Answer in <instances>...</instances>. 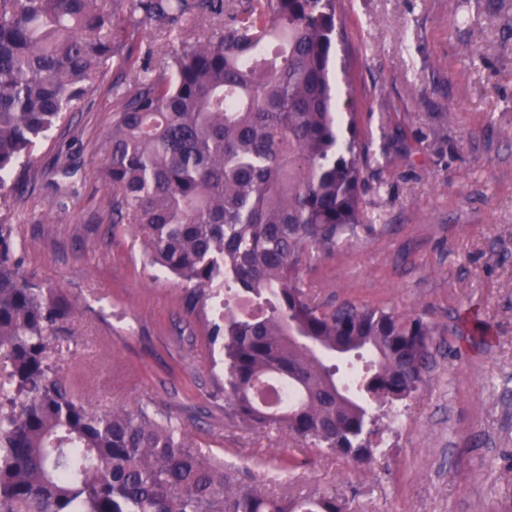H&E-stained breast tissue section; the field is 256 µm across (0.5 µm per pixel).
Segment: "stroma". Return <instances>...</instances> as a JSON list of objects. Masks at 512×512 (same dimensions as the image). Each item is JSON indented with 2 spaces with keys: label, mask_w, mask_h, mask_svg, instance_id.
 <instances>
[{
  "label": "stroma",
  "mask_w": 512,
  "mask_h": 512,
  "mask_svg": "<svg viewBox=\"0 0 512 512\" xmlns=\"http://www.w3.org/2000/svg\"><path fill=\"white\" fill-rule=\"evenodd\" d=\"M177 39L142 26L127 80ZM330 78L341 137L370 150L365 199L385 229L317 261L303 287L436 329L427 385L371 472L225 419L210 313L156 277L109 215L112 73L36 147L37 177L11 212L21 270L75 304L53 341L93 406L171 414L234 482L277 497L333 490L351 512H512V0H336Z\"/></svg>",
  "instance_id": "1"
}]
</instances>
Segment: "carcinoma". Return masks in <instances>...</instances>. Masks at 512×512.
I'll list each match as a JSON object with an SVG mask.
<instances>
[{
    "label": "carcinoma",
    "instance_id": "obj_1",
    "mask_svg": "<svg viewBox=\"0 0 512 512\" xmlns=\"http://www.w3.org/2000/svg\"><path fill=\"white\" fill-rule=\"evenodd\" d=\"M223 27L172 45L151 74L112 82L105 180L112 224L131 225L151 266L205 304L224 353V417L276 426L370 469L381 415L426 384L435 329L422 315L316 300L303 275L377 234L364 199L368 147L336 134L329 62L336 0H0V512H346L324 492L288 500L230 486L170 418L91 407L59 366L52 333L71 302L28 280L11 198L41 138L108 66H131L139 24ZM308 336L325 348L297 346ZM371 353L336 388V351Z\"/></svg>",
    "mask_w": 512,
    "mask_h": 512
}]
</instances>
